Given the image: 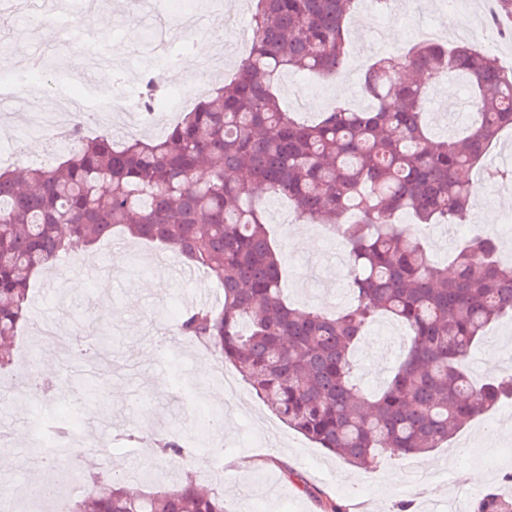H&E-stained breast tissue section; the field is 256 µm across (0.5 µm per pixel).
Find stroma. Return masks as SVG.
Here are the masks:
<instances>
[{
	"instance_id": "stroma-1",
	"label": "stroma",
	"mask_w": 512,
	"mask_h": 512,
	"mask_svg": "<svg viewBox=\"0 0 512 512\" xmlns=\"http://www.w3.org/2000/svg\"><path fill=\"white\" fill-rule=\"evenodd\" d=\"M188 0H112L110 11L100 14V35L122 29L123 43L147 50V28L160 27L169 39L180 38L177 15ZM230 10L219 11L209 26L193 32V60L217 52L221 42L246 43L253 0H233ZM443 0H393L386 28L397 38L381 42L376 38L373 19L380 8L376 0H358L346 20V40L350 58L372 64L386 53L416 43L417 26L441 22ZM13 58L5 73L22 66L24 59L46 54L58 71L74 66L71 51H59L58 31L50 24L26 26L20 23L0 27ZM363 73L347 78L320 79L299 72L280 74L276 87L283 106L309 120L337 102L352 108L368 106L363 94ZM27 118L19 112L0 111V149L21 147V162H47L54 154L38 135L21 137ZM482 182L472 209V221L497 230L503 215H512V183H483L480 170L471 173ZM261 204L271 237L283 257L285 293L298 307L316 306L325 310L344 308L350 301L345 270L336 263L341 243L325 241L315 225L295 218L281 225L288 212L286 200L263 198ZM98 262L67 270L65 278L42 274L32 283L30 296L36 318L67 312L75 335L96 342L102 331H110L112 343L101 364H65L60 345L44 344L37 360L48 363L49 388L26 402L36 413L44 409L62 411L73 396H81L88 417L105 426L102 436L112 445L111 459L97 455H71L69 468L80 472L112 470L124 484H142L145 461L156 463L166 482H178L196 467L183 458L163 459L152 447L157 435L177 431L187 447L200 445L194 415L188 414L189 397L199 401V413L221 415L224 430L218 439L224 459L222 469L212 471L205 484L224 497L226 512H322L321 501L330 499L345 512H390L394 502L411 500L413 512H473L479 497L495 494L512 501V415L491 409L462 426L440 448L403 459L385 457L376 468L365 471L353 467L316 447L301 434L289 429L253 393L240 384L235 397L213 399L217 389L213 365L216 354L205 348L186 347L183 359L158 355L156 340L164 337L169 325L192 307L198 283L183 279V266L172 251H156L154 246L127 237L115 236L95 248ZM109 307H101V296ZM491 345L472 348L467 372L475 379L497 377L512 372V319L503 318L489 330ZM404 355L380 324H373L355 346V360L361 386L375 390L386 381ZM16 402H0V427L12 429V438L0 440V452L19 457L16 468L0 472V488L16 492L10 505L13 512H39L22 497L32 481H48L55 462L38 458L19 425ZM480 472L472 481L471 472ZM407 477L392 483L393 473Z\"/></svg>"
}]
</instances>
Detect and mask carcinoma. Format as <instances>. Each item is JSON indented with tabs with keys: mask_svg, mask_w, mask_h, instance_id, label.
Wrapping results in <instances>:
<instances>
[{
	"mask_svg": "<svg viewBox=\"0 0 512 512\" xmlns=\"http://www.w3.org/2000/svg\"><path fill=\"white\" fill-rule=\"evenodd\" d=\"M356 0H257L236 75L183 113L163 136L117 146L112 134L79 135L52 162L0 172V370L7 343L33 324L31 281L68 254L66 239L96 243L121 227L129 237L179 251L223 290L178 334L202 342L236 369L288 427L361 469L448 442L461 423L512 397V374L477 385L464 363L488 326L512 317V263L483 233L450 266L399 223L465 224L476 185L467 172L512 129V71L473 46L416 44L379 58L365 75L370 107L344 105L306 123L281 108V72L335 76L345 69V21ZM462 72L473 110L467 130L435 137L426 121L428 84ZM288 199L311 223L342 227L351 302L336 313L294 307L282 294V257L256 190ZM385 313L409 331L406 353L374 392L357 381L353 350ZM80 339L71 354L93 361ZM158 451L180 456L179 438ZM83 498L64 512H225L224 497L185 479L131 494L110 473H86ZM475 512H512L482 498Z\"/></svg>",
	"mask_w": 512,
	"mask_h": 512,
	"instance_id": "obj_1",
	"label": "carcinoma"
}]
</instances>
